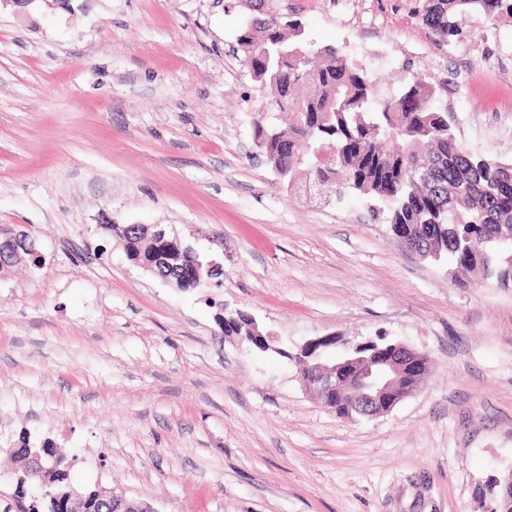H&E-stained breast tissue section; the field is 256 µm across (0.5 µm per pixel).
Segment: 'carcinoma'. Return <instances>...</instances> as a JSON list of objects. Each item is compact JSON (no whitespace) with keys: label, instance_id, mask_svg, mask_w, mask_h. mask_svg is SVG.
<instances>
[{"label":"carcinoma","instance_id":"obj_1","mask_svg":"<svg viewBox=\"0 0 512 512\" xmlns=\"http://www.w3.org/2000/svg\"><path fill=\"white\" fill-rule=\"evenodd\" d=\"M250 11L237 36L252 79L270 94L268 106L251 116L256 159L284 183L288 193L304 183H327L330 202L350 194L367 200L395 236L425 260L450 259L449 275L477 274L482 283L512 288V158L470 151L455 132V116L437 105L447 83L415 82L371 111L375 86L366 70L334 47L309 48L300 19L281 0H245ZM512 16V0H423L422 23L448 42L463 36L474 14ZM129 260L142 265L164 253L171 284L220 285L223 271L194 278L197 253L159 244L135 224H106ZM224 334L252 335L243 311L221 318ZM42 456L51 489L67 486L66 449L30 448Z\"/></svg>","mask_w":512,"mask_h":512}]
</instances>
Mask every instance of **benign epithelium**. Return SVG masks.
<instances>
[{
    "label": "benign epithelium",
    "instance_id": "7a95c632",
    "mask_svg": "<svg viewBox=\"0 0 512 512\" xmlns=\"http://www.w3.org/2000/svg\"><path fill=\"white\" fill-rule=\"evenodd\" d=\"M146 233L153 239L172 242L191 251L193 247L184 243L178 230L172 225L155 224L146 227ZM9 245L0 248L5 259L21 263L31 253L27 246L26 233L19 231L5 237ZM334 345V339L323 336L305 343L297 354L300 378L303 385L325 407L336 404V398L343 388V383L356 385L359 401L348 408L346 418L352 419L359 414L379 417L389 413L398 403L411 396L417 389L416 379L428 370L429 358L402 342L393 344V349L374 350L368 355L361 354L362 346L352 349L353 356L334 368L325 365L319 359V349ZM48 467H41L36 473V486L40 493L50 494L62 502L66 512H87L88 497L75 489L66 492L50 493V483L46 478ZM493 502L508 508V494L512 493V470L494 479ZM109 512H157L148 503L126 498L122 494H111L107 502Z\"/></svg>",
    "mask_w": 512,
    "mask_h": 512
}]
</instances>
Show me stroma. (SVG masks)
<instances>
[{
  "label": "stroma",
  "mask_w": 512,
  "mask_h": 512,
  "mask_svg": "<svg viewBox=\"0 0 512 512\" xmlns=\"http://www.w3.org/2000/svg\"><path fill=\"white\" fill-rule=\"evenodd\" d=\"M315 46L384 99L447 81L473 152L512 155V17L438 42L419 0H287ZM241 0H0V234L41 266L0 273V512L21 438L69 449V482L156 512H483L512 467V290L460 288L372 221L286 193L250 160L265 100L234 47ZM109 224H172L221 262L179 289ZM241 310L272 336L225 335ZM384 336L428 355L387 415L341 419L295 355ZM26 235V233L19 231L4 238L6 242L10 243V245H2V247H0V250H3L5 259L13 263H21L28 254H38L36 250H29Z\"/></svg>",
  "instance_id": "35a3bbf8"
}]
</instances>
